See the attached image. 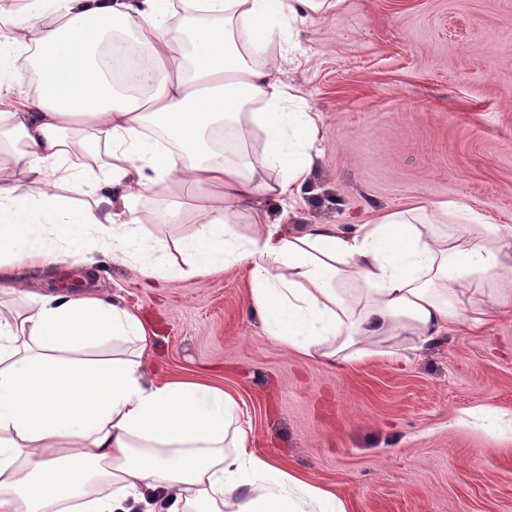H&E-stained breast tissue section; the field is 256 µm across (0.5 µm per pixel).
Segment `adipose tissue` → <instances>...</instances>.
Returning <instances> with one entry per match:
<instances>
[{
    "label": "adipose tissue",
    "instance_id": "adipose-tissue-1",
    "mask_svg": "<svg viewBox=\"0 0 512 512\" xmlns=\"http://www.w3.org/2000/svg\"><path fill=\"white\" fill-rule=\"evenodd\" d=\"M14 16L32 35L0 36V512H346L330 491L274 466L247 444L236 397L205 380L162 379L146 362L142 315L96 295L41 293L25 271L58 258L137 262L165 280L245 269L267 339L332 366L403 339L412 352L484 326L512 286V234L452 224L437 202L343 230L267 222L261 200L290 204L309 167L314 112H293L291 22L344 0H41ZM142 44L151 92L126 93L96 53L106 31ZM38 76L13 103L14 61ZM160 129L166 143L149 136ZM264 136L261 157L216 149L208 131ZM278 178H271V170ZM43 184L36 195L21 182ZM169 193L162 222L185 237H148L134 202ZM86 197L74 207L69 196ZM250 212L240 233L236 218ZM111 342L106 359L83 351ZM152 500H145V491Z\"/></svg>",
    "mask_w": 512,
    "mask_h": 512
}]
</instances>
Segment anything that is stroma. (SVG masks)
<instances>
[{
    "label": "stroma",
    "instance_id": "stroma-1",
    "mask_svg": "<svg viewBox=\"0 0 512 512\" xmlns=\"http://www.w3.org/2000/svg\"><path fill=\"white\" fill-rule=\"evenodd\" d=\"M284 79L321 121L295 227L371 224L457 202L512 230V0H346L297 26ZM90 286L140 310L164 377L235 394L253 450L349 512H512V306L416 355L336 368L265 338L238 267L175 281L94 265Z\"/></svg>",
    "mask_w": 512,
    "mask_h": 512
}]
</instances>
